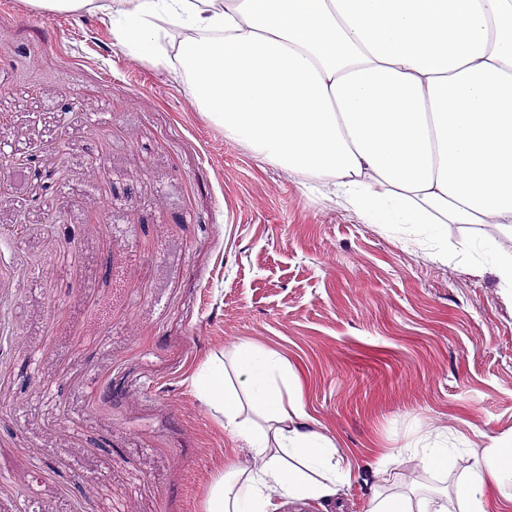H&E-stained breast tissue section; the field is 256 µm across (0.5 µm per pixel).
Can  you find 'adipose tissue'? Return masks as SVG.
Returning a JSON list of instances; mask_svg holds the SVG:
<instances>
[{
  "mask_svg": "<svg viewBox=\"0 0 512 512\" xmlns=\"http://www.w3.org/2000/svg\"><path fill=\"white\" fill-rule=\"evenodd\" d=\"M29 2L101 15L129 55L180 66L225 138L366 223L431 237L491 224L512 237V0ZM287 381L276 353L246 343L195 377L251 454L205 488L204 512L324 505L349 480ZM488 478L512 479V448L476 461L452 492L382 493L368 512H487Z\"/></svg>",
  "mask_w": 512,
  "mask_h": 512,
  "instance_id": "obj_1",
  "label": "adipose tissue"
}]
</instances>
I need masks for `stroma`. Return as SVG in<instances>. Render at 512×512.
<instances>
[{"label":"stroma","mask_w":512,"mask_h":512,"mask_svg":"<svg viewBox=\"0 0 512 512\" xmlns=\"http://www.w3.org/2000/svg\"><path fill=\"white\" fill-rule=\"evenodd\" d=\"M0 133H59L43 179L0 194V512H203L245 443L195 392L247 342L287 364L307 423L353 473L337 501L451 489L512 444V293L463 240L364 223L227 140L185 78L94 14L0 0ZM79 99L63 126L55 112ZM106 225L89 223L93 206ZM447 446L424 471L420 437Z\"/></svg>","instance_id":"35a3bbf8"}]
</instances>
